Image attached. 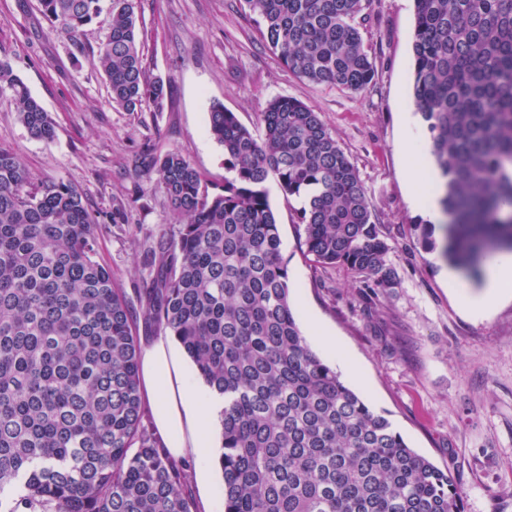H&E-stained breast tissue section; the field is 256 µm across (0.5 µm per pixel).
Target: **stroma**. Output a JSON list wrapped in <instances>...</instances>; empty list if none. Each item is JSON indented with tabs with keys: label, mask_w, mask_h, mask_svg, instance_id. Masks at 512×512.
Instances as JSON below:
<instances>
[{
	"label": "stroma",
	"mask_w": 512,
	"mask_h": 512,
	"mask_svg": "<svg viewBox=\"0 0 512 512\" xmlns=\"http://www.w3.org/2000/svg\"><path fill=\"white\" fill-rule=\"evenodd\" d=\"M139 12L146 74L171 94L160 112L110 104L93 52L107 35L108 13L87 26L81 51L39 14L37 0H0V57L56 124L53 139H34L2 101L0 142L33 184L63 181L81 193L97 222L98 259L133 303L155 243L177 227L156 174L142 171L143 150L181 151L219 189L227 171L207 131L212 104L257 134L273 98L319 112L359 171L399 281L372 293L343 267L309 262L299 247L301 201L269 181L299 327L308 331L314 316L332 330L346 353L333 367L412 448L451 472L463 512H512V301L483 320L466 313L448 290L447 261L418 244L425 213L407 195L406 163L429 142L424 122H402L412 110L414 0H371L364 39L375 77L360 92L290 73L239 0H140Z\"/></svg>",
	"instance_id": "stroma-1"
}]
</instances>
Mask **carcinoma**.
<instances>
[{
    "label": "carcinoma",
    "instance_id": "obj_1",
    "mask_svg": "<svg viewBox=\"0 0 512 512\" xmlns=\"http://www.w3.org/2000/svg\"><path fill=\"white\" fill-rule=\"evenodd\" d=\"M102 2L39 0V10L78 47ZM370 2L244 0L290 72L352 92L375 76ZM108 11L97 60L113 107L162 111L168 88L146 76L138 0H109ZM412 50V106L448 215L440 243L419 222V244L472 270L512 252V0H415ZM0 100L31 137L54 136L2 58ZM261 123L256 135L211 106L208 131L231 173L216 193L181 152H144L179 227L153 252L138 314L97 259V223L78 190L32 186L0 144V512H198L188 465L144 424L140 317L224 396V512H462L453 476L317 356L290 304L271 178L303 199L306 258L363 276L372 292L398 284L357 167L301 101L270 100Z\"/></svg>",
    "mask_w": 512,
    "mask_h": 512
}]
</instances>
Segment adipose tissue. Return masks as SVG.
Wrapping results in <instances>:
<instances>
[{
	"mask_svg": "<svg viewBox=\"0 0 512 512\" xmlns=\"http://www.w3.org/2000/svg\"><path fill=\"white\" fill-rule=\"evenodd\" d=\"M437 180V171L424 161L413 165L408 179L412 203L435 224L442 221L443 214L436 197L428 195L426 187ZM462 300L467 311L476 317L486 316L499 304L512 300V253L498 254L486 271L483 291L463 295ZM139 391L164 448L176 459L196 454L197 481L207 485L208 458L214 446L213 423L224 407L223 396L199 383L184 351L166 334L151 337L142 347Z\"/></svg>",
	"mask_w": 512,
	"mask_h": 512,
	"instance_id": "obj_1",
	"label": "adipose tissue"
}]
</instances>
